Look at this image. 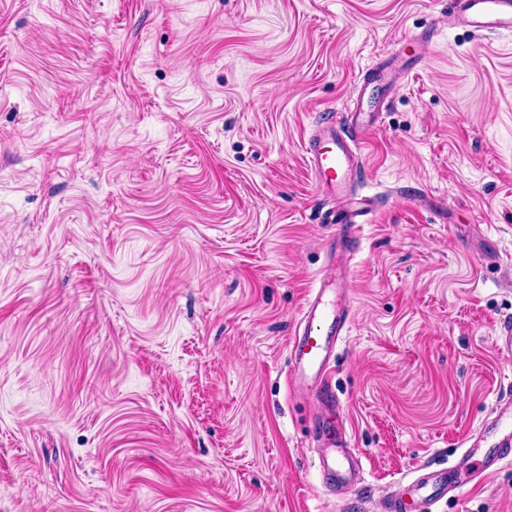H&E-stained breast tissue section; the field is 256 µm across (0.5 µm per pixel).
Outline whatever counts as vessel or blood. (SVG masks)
I'll return each instance as SVG.
<instances>
[{"label": "vessel or blood", "instance_id": "obj_1", "mask_svg": "<svg viewBox=\"0 0 512 512\" xmlns=\"http://www.w3.org/2000/svg\"><path fill=\"white\" fill-rule=\"evenodd\" d=\"M457 21L479 34L512 33V0H454ZM375 101L357 96L345 119L320 123L308 141L306 161L317 186L332 202L331 238L335 251L352 252L361 225L371 223L378 201L359 193L364 169L361 139L369 130L367 115ZM352 322V290L348 276L336 283L318 280L310 288L300 319L289 341L288 383L314 380L326 402H335L330 386L331 362ZM495 420L483 424L464 443L463 451L447 466L423 465L415 477L399 480L384 499V512H432L433 506L462 484L512 459V400L498 399ZM318 462L328 489H348L363 476L360 456L348 443L338 442L333 429L322 428Z\"/></svg>", "mask_w": 512, "mask_h": 512}]
</instances>
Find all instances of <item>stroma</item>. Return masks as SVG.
<instances>
[{"label": "stroma", "instance_id": "35a3bbf8", "mask_svg": "<svg viewBox=\"0 0 512 512\" xmlns=\"http://www.w3.org/2000/svg\"><path fill=\"white\" fill-rule=\"evenodd\" d=\"M452 0H0V512H383L512 392V34ZM433 30L420 65L400 40ZM362 140L339 408L286 384L337 260L304 143ZM344 423L364 480L326 490ZM433 512H512V464Z\"/></svg>", "mask_w": 512, "mask_h": 512}]
</instances>
